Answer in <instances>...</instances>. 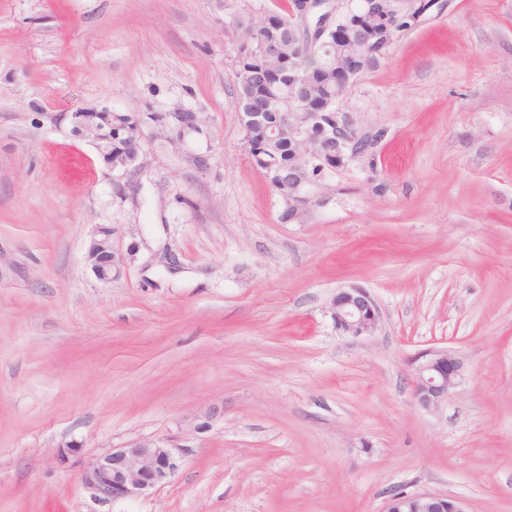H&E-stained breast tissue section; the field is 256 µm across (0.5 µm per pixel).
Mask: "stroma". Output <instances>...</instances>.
Here are the masks:
<instances>
[{
    "mask_svg": "<svg viewBox=\"0 0 512 512\" xmlns=\"http://www.w3.org/2000/svg\"><path fill=\"white\" fill-rule=\"evenodd\" d=\"M287 5L0 0V512H512V0H434L351 82L368 154L294 223L235 78L242 22ZM103 108L138 125L128 168L73 129ZM354 286L373 335L336 326ZM438 350L465 371L426 410ZM141 438L176 475L94 501L84 467ZM86 261L93 274L103 283H110L120 274L122 260L112 251V229L98 227L90 240ZM333 310L337 328L352 336L371 335L380 319L374 298L364 288H349L337 293ZM414 382V395L424 409H431L446 397L463 375L464 363L448 350L433 351L425 355ZM384 512H467L462 502L451 496L430 493L407 494L394 491Z\"/></svg>",
    "mask_w": 512,
    "mask_h": 512,
    "instance_id": "stroma-1",
    "label": "stroma"
}]
</instances>
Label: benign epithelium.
Segmentation results:
<instances>
[{"instance_id": "1", "label": "benign epithelium", "mask_w": 512, "mask_h": 512, "mask_svg": "<svg viewBox=\"0 0 512 512\" xmlns=\"http://www.w3.org/2000/svg\"><path fill=\"white\" fill-rule=\"evenodd\" d=\"M385 12L384 0H294L292 18L297 25L288 31V39L299 49L317 45L316 35L331 31L336 39L358 43L360 54L336 57V72L343 83L356 77L369 59L380 57L394 40L396 33ZM299 85L301 111L290 112L273 123L262 112H243V128L251 125L269 130L267 144L288 137L298 158L307 163L302 169L274 170L273 180L288 184V202L296 214L307 212L312 202L321 203L324 196L314 197L309 189L323 187L325 177L313 175L312 169L326 156L344 163L349 150L357 146L354 130L346 113H336V120L325 123L320 113L309 111V102L317 94V85L294 75ZM76 130L93 138L103 154L112 155V129L108 120L90 121L81 114L72 116ZM86 261L93 274L110 283L120 274L121 259L112 251V228H98L90 240ZM336 326L352 336H368L376 329L380 312L368 291L350 288L336 294L333 301ZM464 363L446 351L426 354L414 382V395L424 409H431L446 397L463 375ZM182 448L165 446L151 439H138L114 448L93 460L82 474L83 483L95 501L101 504L118 500H135L167 483L181 466ZM384 512H466L462 502L451 496L430 493L393 492Z\"/></svg>"}]
</instances>
